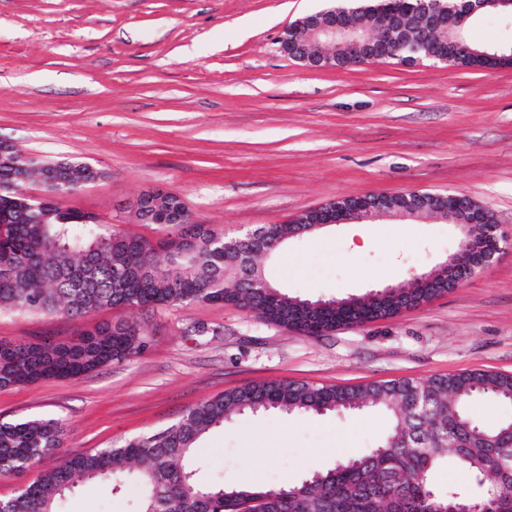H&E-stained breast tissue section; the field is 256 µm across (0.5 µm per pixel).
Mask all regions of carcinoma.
<instances>
[{
	"instance_id": "1",
	"label": "carcinoma",
	"mask_w": 512,
	"mask_h": 512,
	"mask_svg": "<svg viewBox=\"0 0 512 512\" xmlns=\"http://www.w3.org/2000/svg\"><path fill=\"white\" fill-rule=\"evenodd\" d=\"M386 0L352 6L374 21ZM465 0H411L406 27L433 9L459 12ZM399 56L424 55L429 46L396 33ZM43 177L47 195L33 200L26 185ZM104 172L83 162H48L0 142V312L62 314L87 318L99 311L157 305H231L307 336L372 320L393 310L376 294L309 300L278 288H242L246 243L224 251V232L182 224L155 241L112 229L91 213L66 208L61 197ZM427 304L430 288H401ZM146 346L136 326L105 324L75 341L0 342V389L46 379H77ZM482 398L512 407V374L473 370L360 385H313L284 379L227 390L191 407L164 430L116 448L60 453L64 423L57 418L0 422V471L23 472L59 455L0 512H64L75 480L118 491L115 481L135 475L141 489L134 512H449L465 504L475 512H512V418L486 425L475 418ZM376 408L388 432L368 453L316 470L298 485L263 492L202 482L191 461L199 440L236 416L278 409L324 414ZM463 471L477 493L441 492L433 473L448 462Z\"/></svg>"
}]
</instances>
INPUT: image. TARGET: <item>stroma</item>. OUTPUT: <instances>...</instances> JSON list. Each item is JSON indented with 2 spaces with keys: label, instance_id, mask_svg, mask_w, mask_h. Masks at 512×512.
Wrapping results in <instances>:
<instances>
[{
  "label": "stroma",
  "instance_id": "35a3bbf8",
  "mask_svg": "<svg viewBox=\"0 0 512 512\" xmlns=\"http://www.w3.org/2000/svg\"><path fill=\"white\" fill-rule=\"evenodd\" d=\"M326 0H0V140L102 168L64 207L149 239L136 199L162 187L234 239L329 201L412 189L468 196L512 238V66L393 61L314 68L279 37ZM454 217H388L306 233L260 264L282 292L363 297L455 250ZM136 323L146 348L79 379L0 390V421L54 417L64 448L117 447L224 391L275 379L358 385L481 369L512 373V252L452 292L307 337L223 304L112 309L73 320L0 314V342L77 339ZM378 410L237 418L199 442L201 475L264 490L365 454ZM77 482L68 512H131Z\"/></svg>",
  "mask_w": 512,
  "mask_h": 512
}]
</instances>
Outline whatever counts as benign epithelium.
Wrapping results in <instances>:
<instances>
[{
    "mask_svg": "<svg viewBox=\"0 0 512 512\" xmlns=\"http://www.w3.org/2000/svg\"><path fill=\"white\" fill-rule=\"evenodd\" d=\"M471 12L481 9H490L498 13L512 14V0H468ZM401 9L390 6L383 11L375 22L372 37L367 38L359 34L363 29V22L348 9H329L305 16L297 20L288 28L291 38L279 40L280 50L288 55L290 53H303L309 46L323 42L333 48V51L312 61L313 67H331L340 55L348 62L357 66L377 63L393 57L386 42L389 30L398 19ZM459 19L446 12L432 10L420 15L417 21V31L421 37L431 42H445L448 33L453 31ZM455 214L460 230L459 241L464 243L473 238L478 227H490L485 247L472 259L462 256L457 251L445 261L438 264L443 271V279L437 283L432 282L427 274L416 275L412 281L429 284L431 288H457L469 279L478 268H484L498 260L499 256L512 249V244L499 233L498 225L489 224L481 209L464 202L463 197L457 195H435L428 200L415 190H408L397 196L384 198L361 196L341 206L331 201L314 210L309 211L310 219L300 217L298 233L313 231L328 225L346 224L358 217H374L399 215L404 217H417L424 213L434 215ZM137 220L146 219L154 224H186L192 220L183 199L173 200V193L156 188L142 193L134 205Z\"/></svg>",
    "mask_w": 512,
    "mask_h": 512,
    "instance_id": "7a95c632",
    "label": "benign epithelium"
}]
</instances>
